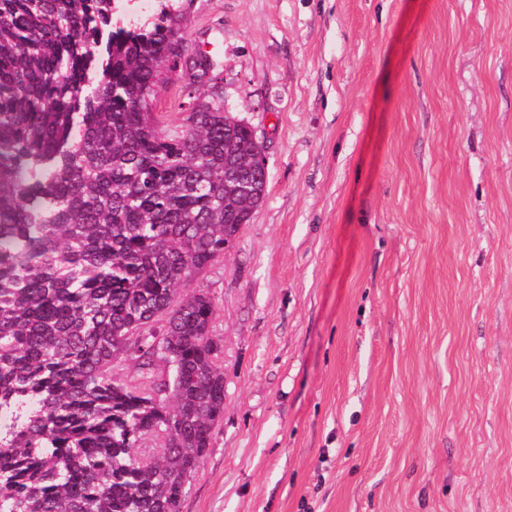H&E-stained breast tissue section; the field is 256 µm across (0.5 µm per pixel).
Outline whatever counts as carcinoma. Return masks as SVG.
I'll use <instances>...</instances> for the list:
<instances>
[{
  "instance_id": "carcinoma-1",
  "label": "carcinoma",
  "mask_w": 512,
  "mask_h": 512,
  "mask_svg": "<svg viewBox=\"0 0 512 512\" xmlns=\"http://www.w3.org/2000/svg\"><path fill=\"white\" fill-rule=\"evenodd\" d=\"M112 3L0 0V512H180L224 416L215 302L180 293L262 202L263 143L207 57L166 129L184 10ZM114 3L116 10L123 16H127L130 22L136 20L135 23L148 18L147 16L152 12L155 4L154 0H115ZM140 16L143 17L139 18ZM206 89L204 81L194 77L193 72L189 69L180 66L177 72L168 73L165 76L157 103V111L165 113L169 125L177 126L183 117L182 110L178 107L179 103L188 105L193 100L189 98V94L194 96L197 90L203 92Z\"/></svg>"
}]
</instances>
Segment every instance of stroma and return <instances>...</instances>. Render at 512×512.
I'll return each instance as SVG.
<instances>
[{"mask_svg": "<svg viewBox=\"0 0 512 512\" xmlns=\"http://www.w3.org/2000/svg\"><path fill=\"white\" fill-rule=\"evenodd\" d=\"M184 33L267 187L197 279L224 418L180 512H512V0H192Z\"/></svg>", "mask_w": 512, "mask_h": 512, "instance_id": "stroma-1", "label": "stroma"}]
</instances>
